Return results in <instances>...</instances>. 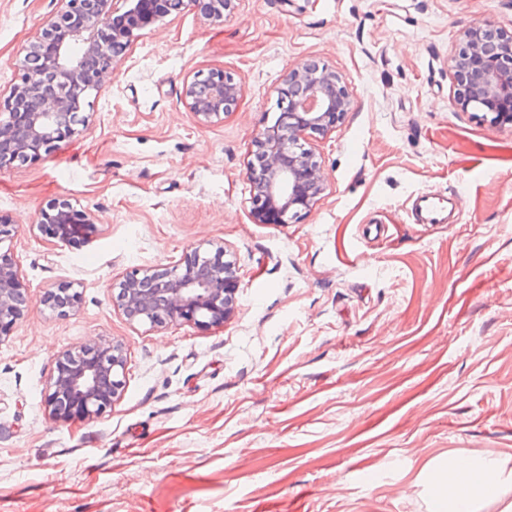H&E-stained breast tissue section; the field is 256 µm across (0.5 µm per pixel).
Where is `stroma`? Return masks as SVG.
<instances>
[{"label": "stroma", "mask_w": 512, "mask_h": 512, "mask_svg": "<svg viewBox=\"0 0 512 512\" xmlns=\"http://www.w3.org/2000/svg\"><path fill=\"white\" fill-rule=\"evenodd\" d=\"M59 0H0V99ZM481 20L512 34V0H234L139 31L83 104L78 137L0 171V216L30 302L0 342V512H428L425 474L478 451L512 471V124L454 103L449 59ZM314 60L351 105L305 146L327 189L260 224L246 178L275 88ZM230 74L241 96L202 124L183 84ZM453 200L416 224L422 192ZM58 198L87 240L33 231ZM218 243L235 264L223 325L129 322L127 272ZM70 284L78 309L40 299ZM122 342L112 410L58 421V352Z\"/></svg>", "instance_id": "obj_1"}]
</instances>
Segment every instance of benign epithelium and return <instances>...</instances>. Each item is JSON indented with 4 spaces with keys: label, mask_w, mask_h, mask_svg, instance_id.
I'll use <instances>...</instances> for the list:
<instances>
[{
    "label": "benign epithelium",
    "mask_w": 512,
    "mask_h": 512,
    "mask_svg": "<svg viewBox=\"0 0 512 512\" xmlns=\"http://www.w3.org/2000/svg\"><path fill=\"white\" fill-rule=\"evenodd\" d=\"M60 10L25 47L19 83L0 101V171L17 162L38 160L59 143L81 134L74 93L97 90L112 77L134 32L169 14V0H59ZM232 0H208L200 6L207 20L221 21ZM80 47L74 53V47ZM456 83L454 102L491 115V122H512V35L490 21H479L462 35L450 58ZM277 112L256 133L247 179L253 213L260 224H288L312 208L326 190L321 163L300 140L324 134L351 104L346 82L325 65L306 61L288 72L275 88ZM241 93L222 70L186 82L184 99L201 123L223 119ZM94 214L77 211L66 199L41 208L31 228L61 244L87 236ZM236 272L215 254L197 246L179 263L129 272L114 296L131 322L165 328L177 322L221 325L234 313ZM28 301L11 249L0 250V343L10 335ZM81 292L70 285L48 290L42 302L65 315L75 310ZM126 353L118 341L97 339L57 354L44 392L45 408L56 419H90L112 408L124 388Z\"/></svg>",
    "instance_id": "1"
}]
</instances>
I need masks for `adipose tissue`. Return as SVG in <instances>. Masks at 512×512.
Listing matches in <instances>:
<instances>
[{
    "mask_svg": "<svg viewBox=\"0 0 512 512\" xmlns=\"http://www.w3.org/2000/svg\"><path fill=\"white\" fill-rule=\"evenodd\" d=\"M466 469L444 464L427 474L429 512H480L483 505L501 503L512 512V483L496 478V465L481 455L467 458Z\"/></svg>",
    "mask_w": 512,
    "mask_h": 512,
    "instance_id": "adipose-tissue-1",
    "label": "adipose tissue"
}]
</instances>
